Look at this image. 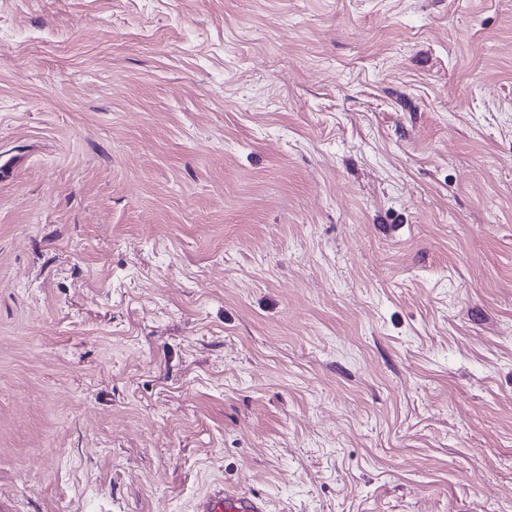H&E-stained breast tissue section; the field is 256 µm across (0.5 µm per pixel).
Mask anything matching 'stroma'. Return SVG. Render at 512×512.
I'll return each mask as SVG.
<instances>
[{"label":"stroma","mask_w":512,"mask_h":512,"mask_svg":"<svg viewBox=\"0 0 512 512\" xmlns=\"http://www.w3.org/2000/svg\"><path fill=\"white\" fill-rule=\"evenodd\" d=\"M512 512V0H0V512ZM197 512H268L267 501L260 496L224 488L205 494L196 506Z\"/></svg>","instance_id":"1"}]
</instances>
